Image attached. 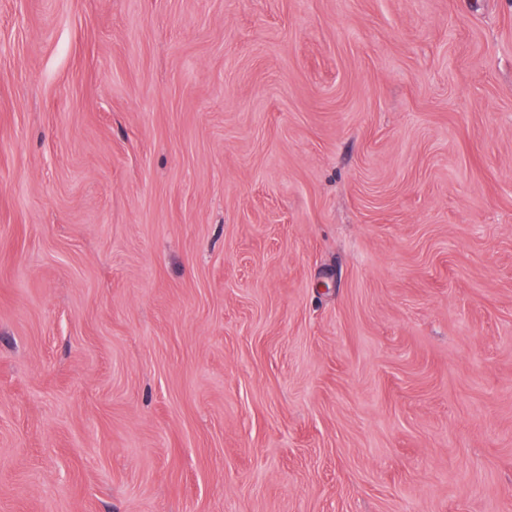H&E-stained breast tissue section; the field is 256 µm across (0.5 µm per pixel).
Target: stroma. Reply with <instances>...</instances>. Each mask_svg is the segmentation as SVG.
<instances>
[{"label":"stroma","instance_id":"35a3bbf8","mask_svg":"<svg viewBox=\"0 0 512 512\" xmlns=\"http://www.w3.org/2000/svg\"><path fill=\"white\" fill-rule=\"evenodd\" d=\"M0 512H512V0H0Z\"/></svg>","mask_w":512,"mask_h":512}]
</instances>
